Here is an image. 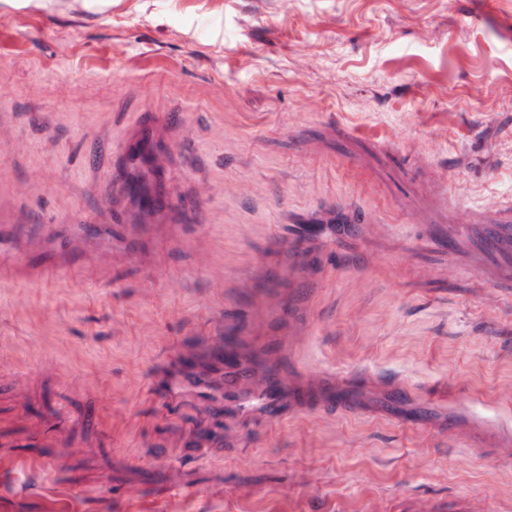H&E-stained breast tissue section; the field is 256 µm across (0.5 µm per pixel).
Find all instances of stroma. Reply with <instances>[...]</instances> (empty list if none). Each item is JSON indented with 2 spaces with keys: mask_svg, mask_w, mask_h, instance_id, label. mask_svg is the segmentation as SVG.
Instances as JSON below:
<instances>
[{
  "mask_svg": "<svg viewBox=\"0 0 512 512\" xmlns=\"http://www.w3.org/2000/svg\"><path fill=\"white\" fill-rule=\"evenodd\" d=\"M483 2L0 0V512H512Z\"/></svg>",
  "mask_w": 512,
  "mask_h": 512,
  "instance_id": "stroma-1",
  "label": "stroma"
}]
</instances>
